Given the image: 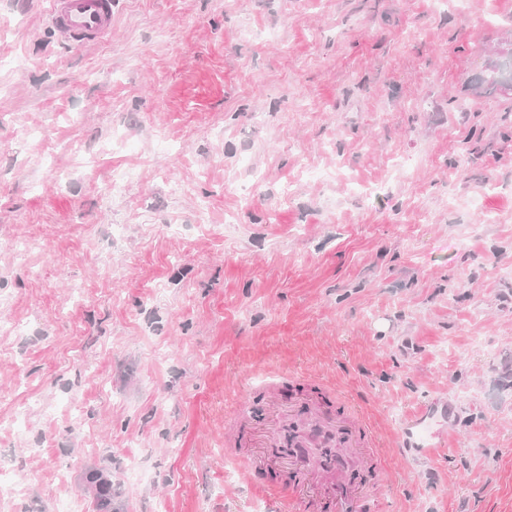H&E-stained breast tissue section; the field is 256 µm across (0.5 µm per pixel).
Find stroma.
Instances as JSON below:
<instances>
[{
    "label": "stroma",
    "instance_id": "1",
    "mask_svg": "<svg viewBox=\"0 0 512 512\" xmlns=\"http://www.w3.org/2000/svg\"><path fill=\"white\" fill-rule=\"evenodd\" d=\"M48 9L0 0V418L28 421L0 456L26 512H278L281 475L224 447L271 370L376 430L382 512H512V95L474 87L512 0H115L78 49ZM425 409L429 457L402 445Z\"/></svg>",
    "mask_w": 512,
    "mask_h": 512
}]
</instances>
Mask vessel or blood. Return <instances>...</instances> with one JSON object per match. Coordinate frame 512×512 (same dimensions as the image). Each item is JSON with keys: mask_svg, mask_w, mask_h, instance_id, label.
Masks as SVG:
<instances>
[{"mask_svg": "<svg viewBox=\"0 0 512 512\" xmlns=\"http://www.w3.org/2000/svg\"><path fill=\"white\" fill-rule=\"evenodd\" d=\"M48 21L72 45H94L112 36L114 0H50ZM288 398H281L282 385ZM268 426L242 406L226 423L227 447L250 472L286 469L275 493L301 512H380L388 471L373 431L337 391L322 381L275 373L266 387Z\"/></svg>", "mask_w": 512, "mask_h": 512, "instance_id": "b4317fda", "label": "vessel or blood"}]
</instances>
